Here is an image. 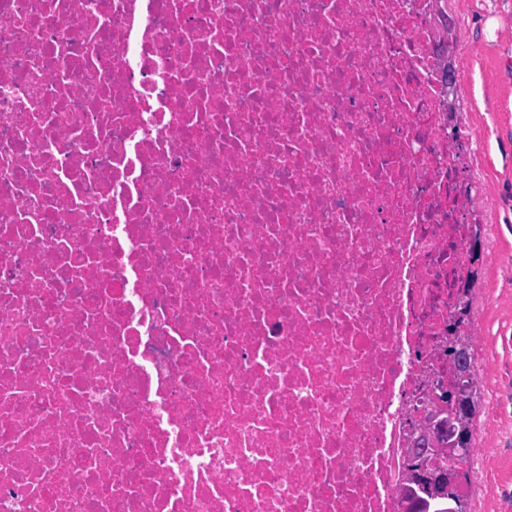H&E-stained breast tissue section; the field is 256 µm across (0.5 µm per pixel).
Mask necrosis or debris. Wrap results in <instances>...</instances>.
<instances>
[{"label":"necrosis or debris","mask_w":512,"mask_h":512,"mask_svg":"<svg viewBox=\"0 0 512 512\" xmlns=\"http://www.w3.org/2000/svg\"><path fill=\"white\" fill-rule=\"evenodd\" d=\"M434 0H0V512H411L473 215Z\"/></svg>","instance_id":"obj_1"}]
</instances>
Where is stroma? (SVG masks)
<instances>
[{
    "instance_id": "obj_1",
    "label": "stroma",
    "mask_w": 512,
    "mask_h": 512,
    "mask_svg": "<svg viewBox=\"0 0 512 512\" xmlns=\"http://www.w3.org/2000/svg\"><path fill=\"white\" fill-rule=\"evenodd\" d=\"M455 41V123L472 147L463 178L490 225V254L470 292L480 447L470 512H512V0H440Z\"/></svg>"
}]
</instances>
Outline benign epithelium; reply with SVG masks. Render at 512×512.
Segmentation results:
<instances>
[{
  "instance_id": "obj_1",
  "label": "benign epithelium",
  "mask_w": 512,
  "mask_h": 512,
  "mask_svg": "<svg viewBox=\"0 0 512 512\" xmlns=\"http://www.w3.org/2000/svg\"><path fill=\"white\" fill-rule=\"evenodd\" d=\"M445 35L438 49L444 61L443 93L450 96L448 111L455 106V69L451 46V27L444 25ZM469 289L460 293L461 310L456 321L448 325V360L459 382L441 395H434L441 409L427 416L418 427L413 440L412 459L420 467L412 471L413 478L424 489L428 499L438 506L445 500L459 501L455 489L459 483L463 460L470 451L468 435L479 407L476 381L472 369L471 338L465 323Z\"/></svg>"
}]
</instances>
